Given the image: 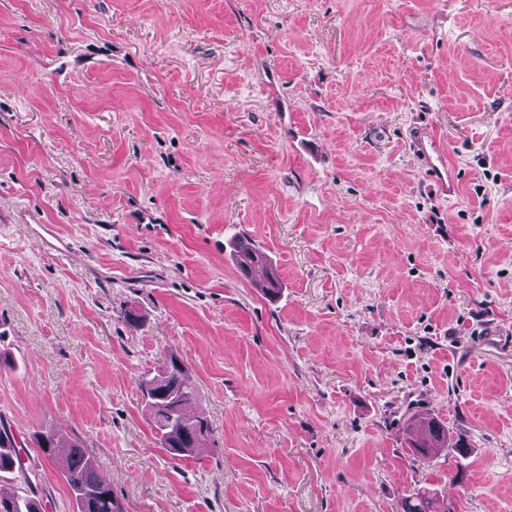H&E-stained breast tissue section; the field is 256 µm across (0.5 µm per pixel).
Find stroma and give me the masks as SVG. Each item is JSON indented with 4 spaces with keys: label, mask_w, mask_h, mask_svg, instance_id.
Here are the masks:
<instances>
[{
    "label": "stroma",
    "mask_w": 512,
    "mask_h": 512,
    "mask_svg": "<svg viewBox=\"0 0 512 512\" xmlns=\"http://www.w3.org/2000/svg\"><path fill=\"white\" fill-rule=\"evenodd\" d=\"M171 353L184 458L140 388ZM0 422L44 512L45 428L124 512H512V0H0ZM414 148L440 192H448V138L438 128L414 137ZM234 257L236 267L244 277H248L247 271L254 265H269L267 255L248 239H237L234 242ZM170 355L155 374L141 382L145 406L152 417L159 441L173 456L205 448L208 421L187 411L194 393L185 367ZM409 447L414 455L426 460L432 456L434 448H444L448 444V429L438 421L414 416L408 427ZM430 456V457H429Z\"/></svg>",
    "instance_id": "1"
}]
</instances>
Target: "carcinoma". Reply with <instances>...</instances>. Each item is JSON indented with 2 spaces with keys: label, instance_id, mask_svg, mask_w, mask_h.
Returning a JSON list of instances; mask_svg holds the SVG:
<instances>
[{
  "label": "carcinoma",
  "instance_id": "cac0c4a2",
  "mask_svg": "<svg viewBox=\"0 0 512 512\" xmlns=\"http://www.w3.org/2000/svg\"><path fill=\"white\" fill-rule=\"evenodd\" d=\"M236 267L247 276L250 267L268 264L267 255L248 239L234 242ZM141 387L145 406L152 417L162 447L174 456H181L206 447L209 436L208 421L187 411L186 405L194 393L185 367L173 356L159 366L155 374L143 380ZM409 447L414 455L426 460L432 450L448 444V431L438 421L413 417L408 427ZM45 459L56 466L77 504V512H123L112 493V487L98 474L91 455L72 442L69 451L61 455V440L51 430L41 431L35 437ZM22 470L21 457L15 449L12 435L0 424V473ZM0 512H40L39 501L19 495L6 482H0ZM400 512H434L433 499L422 494L402 498Z\"/></svg>",
  "mask_w": 512,
  "mask_h": 512
}]
</instances>
